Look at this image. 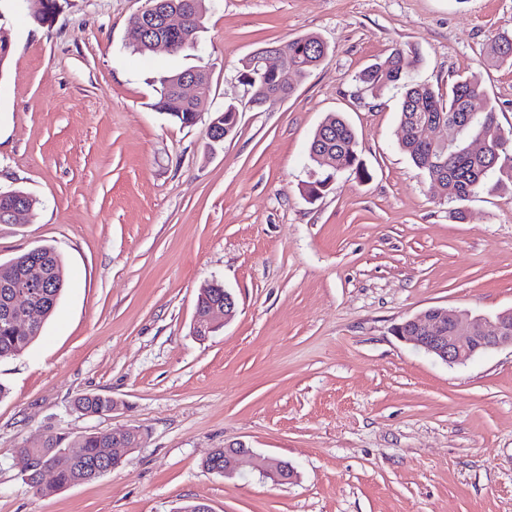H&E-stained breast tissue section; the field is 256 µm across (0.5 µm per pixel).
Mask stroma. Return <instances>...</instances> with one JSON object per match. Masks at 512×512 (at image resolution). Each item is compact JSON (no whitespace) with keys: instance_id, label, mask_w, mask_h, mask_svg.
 <instances>
[{"instance_id":"obj_1","label":"stroma","mask_w":512,"mask_h":512,"mask_svg":"<svg viewBox=\"0 0 512 512\" xmlns=\"http://www.w3.org/2000/svg\"><path fill=\"white\" fill-rule=\"evenodd\" d=\"M146 0H58L38 23L0 0L14 48L0 77V190L37 205L0 224V261L48 246L66 284L40 337L0 361V512H512V350L454 366L399 341L426 309H512V188L450 218L398 145L403 88L374 96L358 73L393 48L411 79L447 91L476 74L512 129V68L483 51L512 35V0H210L197 51L133 49ZM309 33L329 52L293 96L254 108L242 60ZM208 67V110L184 126L157 112L160 77ZM237 104L219 147L210 114ZM359 141L360 172L321 175L308 155L329 116ZM235 317L192 333L212 280ZM113 413L73 409L85 393ZM138 429L98 479L47 497L16 458L51 432ZM289 462L275 485L250 466L206 471L236 443Z\"/></svg>"}]
</instances>
